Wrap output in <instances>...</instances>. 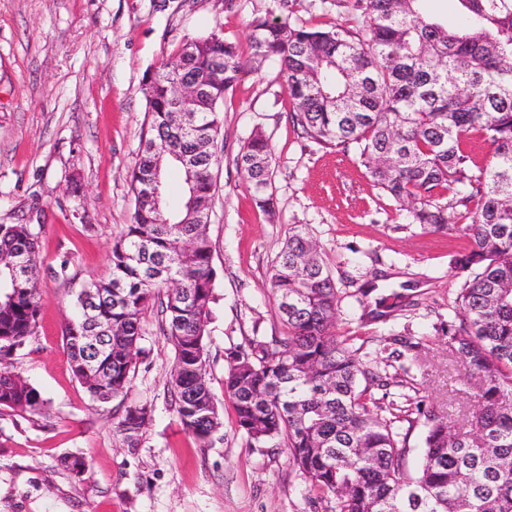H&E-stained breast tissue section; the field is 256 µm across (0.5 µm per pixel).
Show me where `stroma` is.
Returning a JSON list of instances; mask_svg holds the SVG:
<instances>
[{"mask_svg": "<svg viewBox=\"0 0 512 512\" xmlns=\"http://www.w3.org/2000/svg\"><path fill=\"white\" fill-rule=\"evenodd\" d=\"M257 17L320 28L363 23L330 0H0V224L40 225L42 259L38 333L8 360L47 402L41 415L0 410V512H327L286 448L249 443L224 393L230 354L283 330L270 278L298 229L347 293L339 331L360 336L374 359L381 339L415 344L391 388L412 413L399 428L409 467L422 453L416 409L457 422L474 408L446 336L450 302L466 278L452 260L468 240L410 223L353 150L307 139L270 61L248 65L219 107L208 227L219 302L205 338L218 432L203 444L177 417L161 305L142 318L144 353L125 395L93 403L73 377L62 326L132 221L130 175L151 76L184 41L215 26L249 51ZM258 131L275 155L270 214L236 166ZM142 405L149 419L141 442L125 447L116 424ZM71 456L87 459L84 473L65 467Z\"/></svg>", "mask_w": 512, "mask_h": 512, "instance_id": "stroma-1", "label": "stroma"}]
</instances>
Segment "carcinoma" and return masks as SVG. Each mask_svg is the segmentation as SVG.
<instances>
[{
    "label": "carcinoma",
    "instance_id": "obj_1",
    "mask_svg": "<svg viewBox=\"0 0 512 512\" xmlns=\"http://www.w3.org/2000/svg\"><path fill=\"white\" fill-rule=\"evenodd\" d=\"M425 0H336L364 19L353 31L252 23L256 60H272L288 84L291 117L311 139L352 145L369 176L398 203L412 202V221L459 234L471 247L454 267L478 272L458 293L448 323V351L461 363L477 408L460 425L424 415L421 463L406 465L399 416L378 392L388 369H373L352 336L336 333L341 296L317 244L301 231L277 257L271 287L284 326L227 361L224 392L252 444L283 440L289 459L332 512H512V0H459L461 25L449 29ZM145 88L147 132L131 172L132 222L112 243L108 272L87 282L63 343L73 377L100 403L123 395L139 346L142 315L167 289L162 331L174 348L172 400L183 427L212 441L220 421L208 385L204 342L218 298L208 235L214 195L213 151L219 105L244 63L237 44L213 29L187 40ZM198 85L193 111H172L170 86ZM478 131L491 147L476 168L466 138ZM273 152L251 136L237 167L257 204L270 213ZM184 195L165 207L170 167ZM159 176L158 192L142 185ZM458 224L448 223V211ZM21 261L41 265L32 224H0V354L37 334V279L17 284ZM38 389L0 361V408L42 410ZM146 407L117 423L129 448L138 445Z\"/></svg>",
    "mask_w": 512,
    "mask_h": 512
}]
</instances>
